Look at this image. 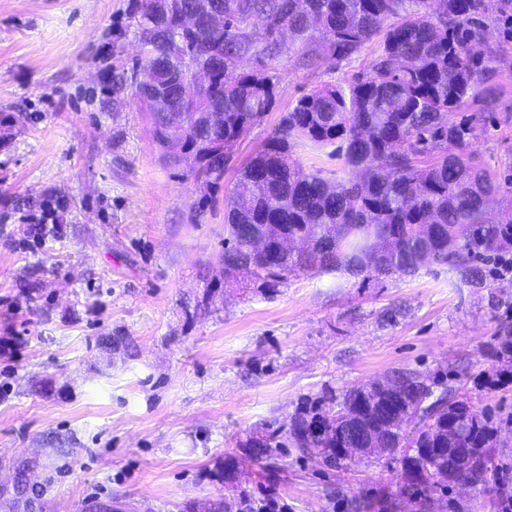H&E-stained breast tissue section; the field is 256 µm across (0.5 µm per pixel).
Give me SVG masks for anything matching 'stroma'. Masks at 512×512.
I'll list each match as a JSON object with an SVG mask.
<instances>
[{
    "label": "stroma",
    "instance_id": "35a3bbf8",
    "mask_svg": "<svg viewBox=\"0 0 512 512\" xmlns=\"http://www.w3.org/2000/svg\"><path fill=\"white\" fill-rule=\"evenodd\" d=\"M142 0H0V512H197L273 491L287 512H351L396 492L402 451L348 469L248 441L286 434L314 403L397 371L467 393L495 430L512 488V381L485 388L512 330V276L469 280L424 263L403 277H289L271 296L224 280V203H202L190 163L169 166L140 101ZM240 68L275 102L232 150L221 188L323 86L366 74L374 44L343 57L320 32L273 38ZM467 151L512 174V52ZM292 164L341 181L306 147Z\"/></svg>",
    "mask_w": 512,
    "mask_h": 512
}]
</instances>
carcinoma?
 <instances>
[{
  "instance_id": "carcinoma-1",
  "label": "carcinoma",
  "mask_w": 512,
  "mask_h": 512,
  "mask_svg": "<svg viewBox=\"0 0 512 512\" xmlns=\"http://www.w3.org/2000/svg\"><path fill=\"white\" fill-rule=\"evenodd\" d=\"M209 0L224 27L197 31L182 17L199 0H149L143 6L140 69L155 79L158 96L172 97L164 112L138 91L166 162L176 149L224 139L231 148L272 104L267 77L240 70L239 59L264 51L268 36L286 26L306 39L320 28L337 54L351 55L377 42L369 72L350 84L324 87L297 100L281 116L275 135L242 168L224 195V275L247 288L277 292L288 276L346 268L371 275H405L421 263L448 261L468 271L480 250L512 244V211L490 210L500 182L473 166L466 147L482 113L471 110L477 89L496 60L484 45L486 21L512 43V0ZM194 63L213 71L206 88L191 86ZM333 147L357 173L331 182L288 163L292 149ZM198 179L211 188L224 177L225 154L204 155ZM512 378V334L504 337ZM388 391L369 384L345 395L336 410L309 409L296 417L288 442L302 452L346 461L340 448L403 446L406 479L397 497L358 500L354 508L396 512L398 498L427 497L442 485L467 483L484 490L494 478L493 428L468 401L429 389L418 375L398 374ZM427 448H471L473 463L441 481L430 475Z\"/></svg>"
}]
</instances>
